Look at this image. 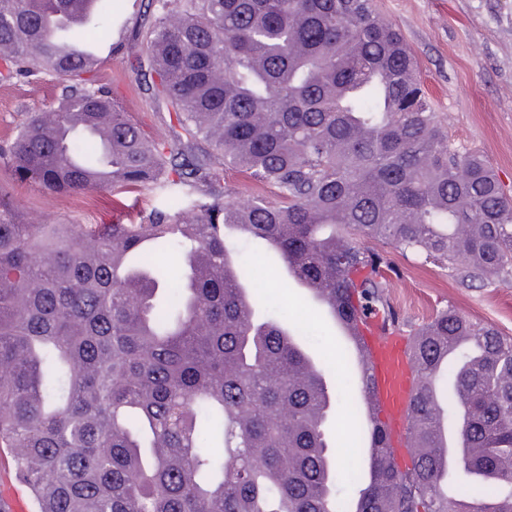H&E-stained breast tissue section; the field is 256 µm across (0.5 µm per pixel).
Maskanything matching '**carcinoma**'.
<instances>
[{
  "label": "carcinoma",
  "instance_id": "carcinoma-1",
  "mask_svg": "<svg viewBox=\"0 0 512 512\" xmlns=\"http://www.w3.org/2000/svg\"><path fill=\"white\" fill-rule=\"evenodd\" d=\"M0 0V81L65 82L0 147L56 193H164L139 224H35L0 190V448L33 512H351L323 361L252 286L263 243L338 313L393 323L386 246L482 279L512 272V199L454 151L403 35L373 0H147L135 71L186 141L156 143L83 56L111 43L104 0ZM224 165L275 190L246 204ZM374 241L383 249L361 245ZM417 453L377 464L360 512H512V338L454 310L413 331ZM463 424L474 495L441 490L436 406ZM358 440L385 447L354 401Z\"/></svg>",
  "mask_w": 512,
  "mask_h": 512
}]
</instances>
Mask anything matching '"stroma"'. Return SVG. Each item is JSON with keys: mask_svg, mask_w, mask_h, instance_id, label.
I'll return each mask as SVG.
<instances>
[{"mask_svg": "<svg viewBox=\"0 0 512 512\" xmlns=\"http://www.w3.org/2000/svg\"><path fill=\"white\" fill-rule=\"evenodd\" d=\"M374 5L411 47L451 147L484 155L512 195V0H374ZM109 16L112 36L123 39L124 48L99 66L102 82L149 138L173 139L179 127L171 107L142 90L131 68L142 50L137 35L149 25L140 0H109ZM61 87L59 79L49 76L31 84L0 82V143L28 115L48 111ZM0 190L42 224H136L160 199L153 188L58 194L16 180L1 160ZM391 256L396 271L385 291L401 327H419L436 311L451 308L512 336V274L470 281L459 268L425 263L396 250ZM242 258L259 268V288L278 295L279 318L305 325L310 350L324 359L327 382L339 392L329 433L358 457L361 447L348 408L357 394L356 378L335 326L265 251L246 247Z\"/></svg>", "mask_w": 512, "mask_h": 512, "instance_id": "stroma-1", "label": "stroma"}]
</instances>
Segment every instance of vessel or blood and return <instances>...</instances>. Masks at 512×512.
I'll use <instances>...</instances> for the list:
<instances>
[{
	"label": "vessel or blood",
	"mask_w": 512,
	"mask_h": 512,
	"mask_svg": "<svg viewBox=\"0 0 512 512\" xmlns=\"http://www.w3.org/2000/svg\"><path fill=\"white\" fill-rule=\"evenodd\" d=\"M336 331L352 351L356 369L365 386L360 400L365 416L379 420L388 438V448H363L360 461L373 467L379 459H395L414 454V438L410 428L409 404L417 384V369L411 342L399 329H382L379 319H337ZM440 461L442 470L456 475V460L461 441L454 433L441 430Z\"/></svg>",
	"instance_id": "obj_1"
}]
</instances>
